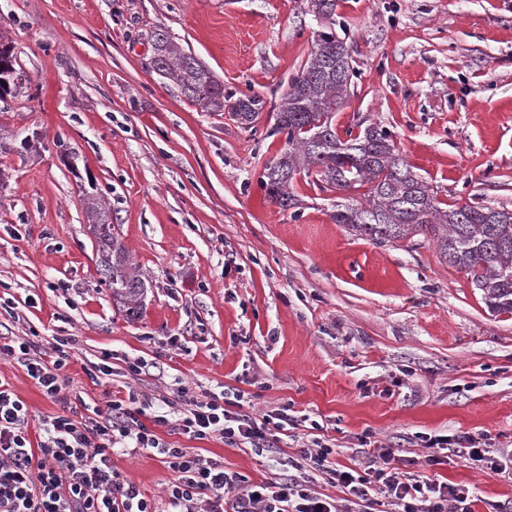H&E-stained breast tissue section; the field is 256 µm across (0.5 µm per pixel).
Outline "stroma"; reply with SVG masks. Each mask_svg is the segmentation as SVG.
Masks as SVG:
<instances>
[{
  "instance_id": "obj_1",
  "label": "stroma",
  "mask_w": 512,
  "mask_h": 512,
  "mask_svg": "<svg viewBox=\"0 0 512 512\" xmlns=\"http://www.w3.org/2000/svg\"><path fill=\"white\" fill-rule=\"evenodd\" d=\"M337 36L357 71L338 130L375 124L447 204L512 209V0H337ZM164 28L226 94L258 95L244 123L205 112L151 67ZM319 23L305 0H0L16 59L0 95V333L74 339L65 369L86 408L136 391L174 398L238 389L260 416L284 407L348 464L363 433L401 461L420 435H486L512 450V314L497 313L430 237L376 243L332 220L336 192L296 176L298 211L262 180L282 150L272 131ZM100 196L147 285L128 319L97 272L86 194ZM111 352L112 373L85 369ZM147 363L138 376L127 363ZM0 380L27 406L29 435L59 405L20 364ZM142 421L165 442L260 482L277 456ZM113 466L157 506L171 474L156 451ZM428 477L460 485L478 512H512V464L455 456Z\"/></svg>"
}]
</instances>
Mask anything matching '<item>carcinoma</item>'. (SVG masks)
<instances>
[{
    "label": "carcinoma",
    "mask_w": 512,
    "mask_h": 512,
    "mask_svg": "<svg viewBox=\"0 0 512 512\" xmlns=\"http://www.w3.org/2000/svg\"><path fill=\"white\" fill-rule=\"evenodd\" d=\"M308 11L325 22L303 68L291 79L279 111L275 131L286 134V147L267 168L264 187L271 202L282 210L299 200L291 190L295 175L314 176L322 191H345L332 219L360 236L378 243L418 234L436 241L441 257L466 273L482 291L487 305L512 313V209L479 203L441 207L427 181L414 173L387 131L374 125L354 136L336 133L335 117L348 95L356 71L343 42L329 31L335 24L336 0H308ZM153 70L205 112L229 107L235 116L252 122L263 109V99L224 95V84L190 51L165 31L152 32ZM367 187L358 200L349 193ZM88 220L98 243V266L104 283L126 306L130 319L139 316L145 282L132 273L128 252L112 232V215L98 196L85 199Z\"/></svg>",
    "instance_id": "cac0c4a2"
}]
</instances>
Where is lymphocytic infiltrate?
I'll return each instance as SVG.
<instances>
[{
    "instance_id": "obj_1",
    "label": "lymphocytic infiltrate",
    "mask_w": 512,
    "mask_h": 512,
    "mask_svg": "<svg viewBox=\"0 0 512 512\" xmlns=\"http://www.w3.org/2000/svg\"><path fill=\"white\" fill-rule=\"evenodd\" d=\"M72 340L39 336L0 340V359L24 366L43 395L61 407L41 422L43 436L31 442L28 408L0 382V512H158L155 502L112 465V452L155 449L172 479L167 512H474L462 486L400 471L388 448L361 449L354 466L339 467L321 441L286 457L278 477L259 483L163 441L140 420L138 394L107 400L105 408L76 417L65 367ZM181 434L191 439L220 437L226 445H250L278 453L277 435L295 419L285 410L259 417L244 409V395L183 393L174 411ZM340 489V499L317 492L315 474Z\"/></svg>"
}]
</instances>
